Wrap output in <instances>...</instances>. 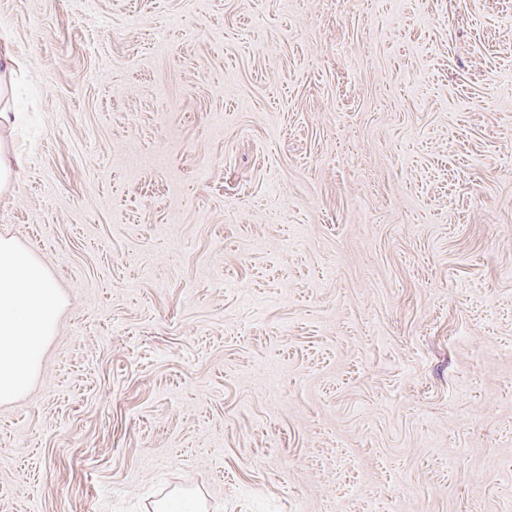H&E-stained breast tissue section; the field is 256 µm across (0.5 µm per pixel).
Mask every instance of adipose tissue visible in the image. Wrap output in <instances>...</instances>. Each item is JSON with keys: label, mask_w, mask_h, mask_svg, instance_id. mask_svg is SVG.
Segmentation results:
<instances>
[{"label": "adipose tissue", "mask_w": 512, "mask_h": 512, "mask_svg": "<svg viewBox=\"0 0 512 512\" xmlns=\"http://www.w3.org/2000/svg\"><path fill=\"white\" fill-rule=\"evenodd\" d=\"M60 306L44 266L14 239L0 237V403L29 389Z\"/></svg>", "instance_id": "ef3b65f1"}]
</instances>
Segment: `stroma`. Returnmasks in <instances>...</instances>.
<instances>
[{
	"instance_id": "stroma-1",
	"label": "stroma",
	"mask_w": 512,
	"mask_h": 512,
	"mask_svg": "<svg viewBox=\"0 0 512 512\" xmlns=\"http://www.w3.org/2000/svg\"><path fill=\"white\" fill-rule=\"evenodd\" d=\"M0 237L65 306L0 512H512V0H0ZM21 165L22 157L20 154L2 149L0 146V190L15 185Z\"/></svg>"
}]
</instances>
